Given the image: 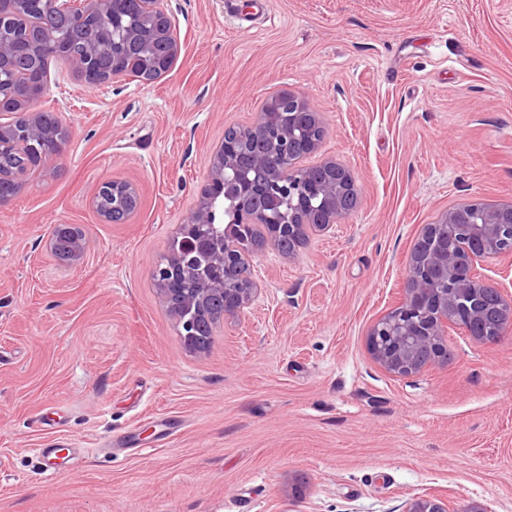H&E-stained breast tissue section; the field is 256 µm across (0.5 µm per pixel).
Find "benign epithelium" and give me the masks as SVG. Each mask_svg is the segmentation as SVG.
<instances>
[{
    "instance_id": "obj_1",
    "label": "benign epithelium",
    "mask_w": 512,
    "mask_h": 512,
    "mask_svg": "<svg viewBox=\"0 0 512 512\" xmlns=\"http://www.w3.org/2000/svg\"><path fill=\"white\" fill-rule=\"evenodd\" d=\"M139 2L146 6L144 17L112 27V44L95 40L83 55L61 52L60 63L83 77L93 70L97 57L110 52L116 79L125 76L116 64L135 53L143 72L158 79L164 76L180 53L176 21L163 0ZM112 4L117 0H93L80 23L102 28ZM23 5L25 0H0V62L37 63L35 39L9 34L3 26ZM18 116L13 103L0 99V139L14 131ZM320 129L318 113L305 96L282 92L266 101L256 122L224 135L210 169V187L204 192L207 201L199 202L185 223L177 225L173 241L179 249L152 271V280L188 344L219 322L244 315L262 291L255 276L247 287L240 285L246 277L241 262L250 261L256 245L219 224L212 187L224 186L232 211H250V219L264 226L266 239L277 250L284 239L302 241L310 232H335L337 224L355 210L358 192L347 167L333 159L305 163L318 150ZM104 192L133 205L139 197L133 184L106 178L98 185L93 206H98ZM450 224L463 225L468 240L463 247L448 248ZM88 246L89 237L80 227L57 224L49 234V250L58 257L78 259ZM511 258L512 203H470L446 210L429 225L420 252L411 255L402 301L369 329L374 359L395 376H409L443 362L448 336L455 331L488 342L487 333L477 329L479 322L493 320L498 338L512 330V292L477 276L481 264ZM407 512H448V505L422 497L411 502Z\"/></svg>"
}]
</instances>
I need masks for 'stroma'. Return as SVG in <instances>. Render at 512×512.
<instances>
[{
	"label": "stroma",
	"instance_id": "stroma-1",
	"mask_svg": "<svg viewBox=\"0 0 512 512\" xmlns=\"http://www.w3.org/2000/svg\"><path fill=\"white\" fill-rule=\"evenodd\" d=\"M166 0L171 70L91 84L59 63L28 112L70 114L62 159L0 205V512H512V331L455 334L396 377L367 346L424 225L512 202V0ZM319 112L359 189L334 234L253 258L263 291L190 350L151 278L212 149L273 94ZM139 190L102 222L98 183ZM90 245L63 262L53 225ZM78 440L44 474L39 448Z\"/></svg>",
	"mask_w": 512,
	"mask_h": 512
}]
</instances>
